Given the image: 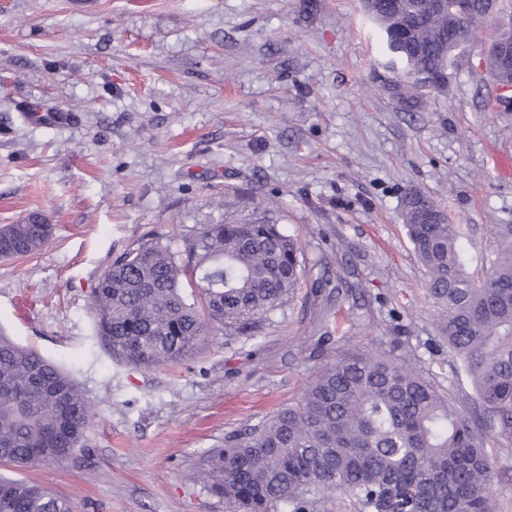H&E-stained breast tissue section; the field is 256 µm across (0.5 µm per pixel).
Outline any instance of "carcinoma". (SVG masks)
I'll return each instance as SVG.
<instances>
[{
    "label": "carcinoma",
    "instance_id": "cac0c4a2",
    "mask_svg": "<svg viewBox=\"0 0 512 512\" xmlns=\"http://www.w3.org/2000/svg\"><path fill=\"white\" fill-rule=\"evenodd\" d=\"M362 0L401 69L390 85L407 108L448 92V70L496 20L505 0ZM404 223L439 310L451 375L472 387L478 409L459 410L429 377L390 354L348 352L322 367L298 400L208 453L203 489L242 512H313L334 493L359 512H494L489 443L512 441V225L478 276L463 227L427 196L409 192ZM53 225L41 213L0 225V259L38 252ZM297 240L264 203L224 212L175 250L156 237L118 256L91 304L99 335L124 362L151 367L188 355L212 327L246 335L298 287ZM196 288L190 303L185 287ZM86 400L72 377L0 330V461L62 462L82 441ZM0 512H73L70 501L24 480L0 478Z\"/></svg>",
    "mask_w": 512,
    "mask_h": 512
}]
</instances>
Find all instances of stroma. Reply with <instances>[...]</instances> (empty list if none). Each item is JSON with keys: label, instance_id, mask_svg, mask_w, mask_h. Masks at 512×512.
<instances>
[{"label": "stroma", "instance_id": "1", "mask_svg": "<svg viewBox=\"0 0 512 512\" xmlns=\"http://www.w3.org/2000/svg\"><path fill=\"white\" fill-rule=\"evenodd\" d=\"M448 95L405 112L361 0H0V224L43 213L35 254L0 261V329L71 375L90 408L60 463L16 467L74 512H230L197 476L226 434L297 400L336 349L393 353L451 384L437 310L403 223L416 189L466 228L472 269L512 225V111L487 110L480 46ZM17 102L69 114L29 123ZM272 202L301 246L285 304L247 336L208 333L137 368L98 336L91 292L158 232L181 246L226 204ZM497 512H512V444L494 443Z\"/></svg>", "mask_w": 512, "mask_h": 512}]
</instances>
